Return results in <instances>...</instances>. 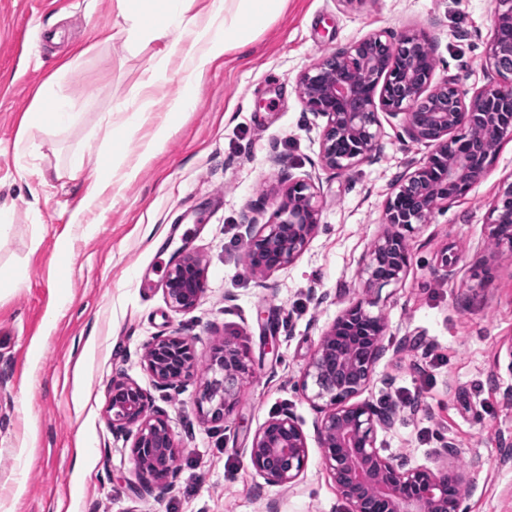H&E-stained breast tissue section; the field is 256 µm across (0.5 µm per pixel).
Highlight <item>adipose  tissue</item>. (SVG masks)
Segmentation results:
<instances>
[{
    "instance_id": "ef3b65f1",
    "label": "adipose tissue",
    "mask_w": 512,
    "mask_h": 512,
    "mask_svg": "<svg viewBox=\"0 0 512 512\" xmlns=\"http://www.w3.org/2000/svg\"><path fill=\"white\" fill-rule=\"evenodd\" d=\"M189 0H116L119 14L130 22L137 40L161 43L162 48L145 69L138 93L146 101L150 91L177 65L182 91L168 105V114L150 137L141 140L133 154L125 155L123 167L107 165L94 170L86 185L84 209L97 207L114 189L138 177L168 137L170 125L190 109L206 66L232 47L249 45L260 30L282 10L285 0H211L205 13L189 12ZM79 115L68 102L52 98L49 86L40 87L28 112L29 124L54 133L74 123Z\"/></svg>"
}]
</instances>
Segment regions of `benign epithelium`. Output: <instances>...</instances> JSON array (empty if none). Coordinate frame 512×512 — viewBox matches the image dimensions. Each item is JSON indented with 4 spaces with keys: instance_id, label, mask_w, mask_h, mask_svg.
<instances>
[{
    "instance_id": "obj_1",
    "label": "benign epithelium",
    "mask_w": 512,
    "mask_h": 512,
    "mask_svg": "<svg viewBox=\"0 0 512 512\" xmlns=\"http://www.w3.org/2000/svg\"><path fill=\"white\" fill-rule=\"evenodd\" d=\"M493 38L486 64L496 79L471 98L454 79L432 84L435 59L426 36L409 32L391 47L385 32H372L348 48L322 57L297 78L299 97L311 112L326 118L320 136L323 166L336 173L375 159L381 135L377 108L404 115L406 132L432 147L425 162L402 177L384 208L386 230L369 252L364 288L381 289L401 281L410 264V241L433 210L466 195L491 162L496 148L512 137V0H493ZM319 225L313 180L291 182L276 220L248 231L247 256L260 275L292 264L307 248ZM490 257L512 255V182L489 211ZM204 291L199 262L184 257L167 272L165 294L171 308L189 312ZM359 298L322 335L302 379V389L320 410L316 432L322 461L347 512H459L460 498L449 493L468 482V469L454 457L434 467H408L377 448L378 430L389 428L399 409L378 413L356 402L370 383L382 356L387 324ZM157 383L178 389L193 374L191 341L158 336L146 353ZM212 377L200 403L214 419L227 416L236 386L250 372L248 357L232 338L224 339L211 362ZM107 416L112 429L133 436L137 472L161 491L177 458L168 422L149 413V397L134 382L112 381ZM252 466L274 484L293 483L308 460L303 430L290 414L268 420L255 435Z\"/></svg>"
}]
</instances>
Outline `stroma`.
I'll use <instances>...</instances> for the list:
<instances>
[{
    "label": "stroma",
    "instance_id": "35a3bbf8",
    "mask_svg": "<svg viewBox=\"0 0 512 512\" xmlns=\"http://www.w3.org/2000/svg\"><path fill=\"white\" fill-rule=\"evenodd\" d=\"M493 0H287L245 48L209 64L195 104L156 158L101 207L81 212L83 184L56 179L57 162L87 150L91 130L121 123L159 50L132 43L115 0H0V201L15 221L0 238V512H345L322 461L319 418L301 378L323 332L364 297L368 251L383 233L395 182L424 162L403 115L380 112L374 161L335 174L320 160L326 123L301 102L296 78L370 32L420 30L435 81L474 93L488 81ZM79 66L57 90L81 119L49 136L18 134L34 89L62 60ZM314 178L319 226L291 265L256 274L247 225L273 220L289 181ZM512 182V138L468 193L436 210L411 242L404 280L384 287L373 314L385 352L360 398L376 410L419 398L378 434L381 454L434 466L445 446L478 470L461 512H512V256L485 257L494 200ZM200 259L204 292L189 313L166 298V272ZM454 274L434 273L443 256ZM484 289H477L478 281ZM193 342L197 368L179 391L144 364L172 333ZM251 360L236 404L211 421L199 398L225 338ZM127 378L165 413L179 453L166 492L135 470L131 441L106 418L113 380ZM291 414L308 462L291 484L270 483L250 448L270 418ZM90 448L77 464L78 440Z\"/></svg>",
    "mask_w": 512,
    "mask_h": 512
}]
</instances>
